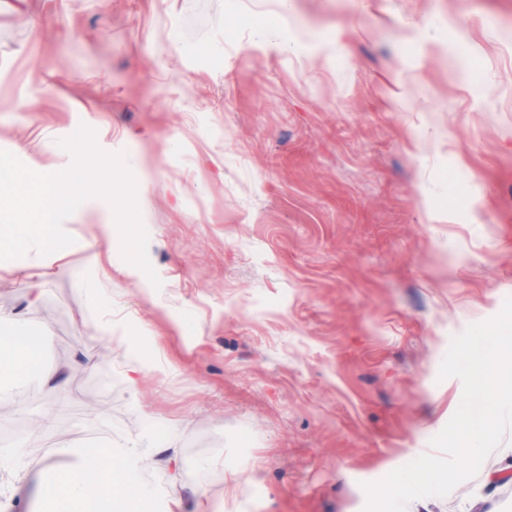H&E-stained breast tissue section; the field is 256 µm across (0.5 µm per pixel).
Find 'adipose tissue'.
Instances as JSON below:
<instances>
[{
	"mask_svg": "<svg viewBox=\"0 0 512 512\" xmlns=\"http://www.w3.org/2000/svg\"><path fill=\"white\" fill-rule=\"evenodd\" d=\"M70 178L65 165L0 163V206H8L19 218L18 223L0 225V242H8L16 252L38 247L42 269L61 271L71 263V237L59 222V201L66 196ZM38 353L25 334L0 336V377L39 372L54 379V372L43 370ZM68 455L63 466L56 464L53 454L43 458V495L49 512H182L179 497L160 506L139 492L144 451L137 444L72 448Z\"/></svg>",
	"mask_w": 512,
	"mask_h": 512,
	"instance_id": "obj_1",
	"label": "adipose tissue"
}]
</instances>
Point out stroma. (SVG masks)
Segmentation results:
<instances>
[{"label": "stroma", "mask_w": 512, "mask_h": 512, "mask_svg": "<svg viewBox=\"0 0 512 512\" xmlns=\"http://www.w3.org/2000/svg\"><path fill=\"white\" fill-rule=\"evenodd\" d=\"M104 157L112 275L0 270V332L70 367L0 433V512H43L47 411L50 448L169 439L140 480L184 512H365L431 453L452 337L512 298V0H0V160L77 200Z\"/></svg>", "instance_id": "35a3bbf8"}]
</instances>
